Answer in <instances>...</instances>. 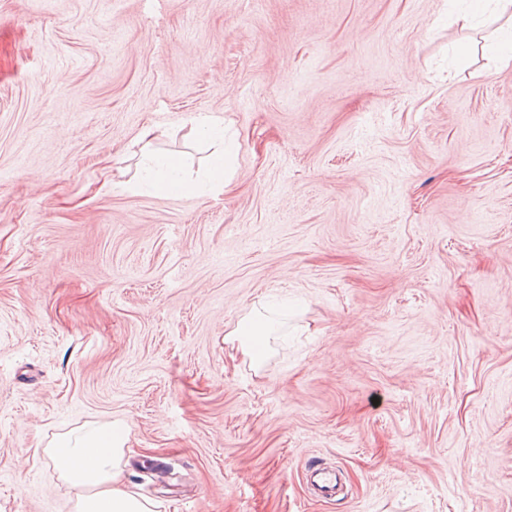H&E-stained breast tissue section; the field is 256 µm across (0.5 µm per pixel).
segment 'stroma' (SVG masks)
Instances as JSON below:
<instances>
[{
  "label": "stroma",
  "mask_w": 512,
  "mask_h": 512,
  "mask_svg": "<svg viewBox=\"0 0 512 512\" xmlns=\"http://www.w3.org/2000/svg\"><path fill=\"white\" fill-rule=\"evenodd\" d=\"M444 12L0 0V512H73L44 449L111 420L159 512H512V65ZM200 112L229 190L139 188ZM278 322L262 313L245 317L227 334L238 342V349L255 366H260L266 355L265 337L276 332Z\"/></svg>",
  "instance_id": "stroma-1"
}]
</instances>
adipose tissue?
<instances>
[{"label": "adipose tissue", "mask_w": 512, "mask_h": 512, "mask_svg": "<svg viewBox=\"0 0 512 512\" xmlns=\"http://www.w3.org/2000/svg\"><path fill=\"white\" fill-rule=\"evenodd\" d=\"M198 137L214 147L203 183L186 179L179 155L153 153L142 163L141 178L149 188L168 195L194 196L200 185L226 188L225 166L231 148L224 141V119L200 114L192 119ZM274 318L257 313L237 322L229 336L253 365L266 355L265 338L276 332ZM127 428L118 420L92 422L56 436L45 454L59 478L76 493L75 512H156L153 501L133 493L123 483Z\"/></svg>", "instance_id": "1"}]
</instances>
